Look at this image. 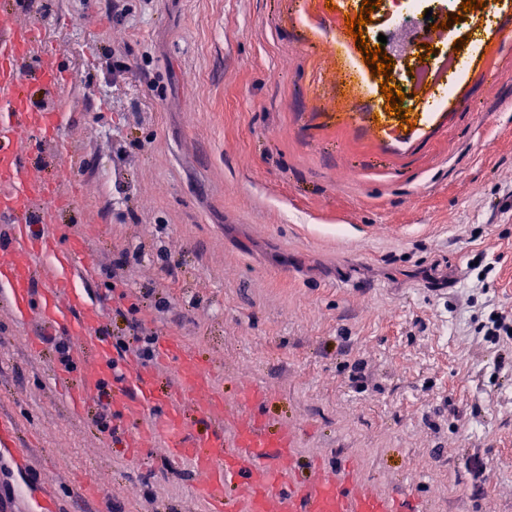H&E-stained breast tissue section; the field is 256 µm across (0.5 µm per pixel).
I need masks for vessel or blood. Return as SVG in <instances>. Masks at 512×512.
Returning a JSON list of instances; mask_svg holds the SVG:
<instances>
[{
  "mask_svg": "<svg viewBox=\"0 0 512 512\" xmlns=\"http://www.w3.org/2000/svg\"><path fill=\"white\" fill-rule=\"evenodd\" d=\"M30 75L45 106L31 104ZM66 110L65 71L54 56L38 51L34 30L19 26L0 35V224L8 228L0 239V286L19 319L35 316L49 329L79 337V357L92 368L72 390V405L85 407L100 395L107 374L118 372L122 380L109 404L139 424L125 437V457L138 460L157 447L188 462L201 477L196 492L209 512H411L405 494L362 492L317 461L309 477L298 478L288 465L293 427L270 426L261 412L270 391L242 387L241 410L229 413L211 368L180 336H163L157 345L158 366L176 372L166 396L157 395L151 370L130 359L113 364L98 312L76 295L78 281L90 274L80 261L84 241L72 239L62 250L45 229L70 201L56 183L30 176L32 144L58 139ZM12 250L54 259L56 273L42 291L33 289L31 264L9 258Z\"/></svg>",
  "mask_w": 512,
  "mask_h": 512,
  "instance_id": "1",
  "label": "vessel or blood"
}]
</instances>
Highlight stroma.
Wrapping results in <instances>:
<instances>
[{"label":"stroma","mask_w":512,"mask_h":512,"mask_svg":"<svg viewBox=\"0 0 512 512\" xmlns=\"http://www.w3.org/2000/svg\"><path fill=\"white\" fill-rule=\"evenodd\" d=\"M462 2L381 0L363 25L410 110V126L394 114L377 135L384 78L347 32L356 0H125L115 35L112 0H35L16 18L63 57L67 111L32 173L72 172L59 246L74 234L92 254L106 336L126 338L130 297L154 288L165 306L141 309L146 329L199 351L227 402L245 382L271 389L267 419L296 427L297 468L347 460L423 512H512V359L476 331L484 307L512 314V0L471 18ZM413 11L448 22L438 51L401 36ZM453 57L451 93L415 88ZM481 251L484 278L467 267ZM122 265L116 295L106 271ZM36 330L0 290L5 512L40 497L65 512H204L185 463L113 451L61 390L53 347L31 348Z\"/></svg>","instance_id":"35a3bbf8"}]
</instances>
